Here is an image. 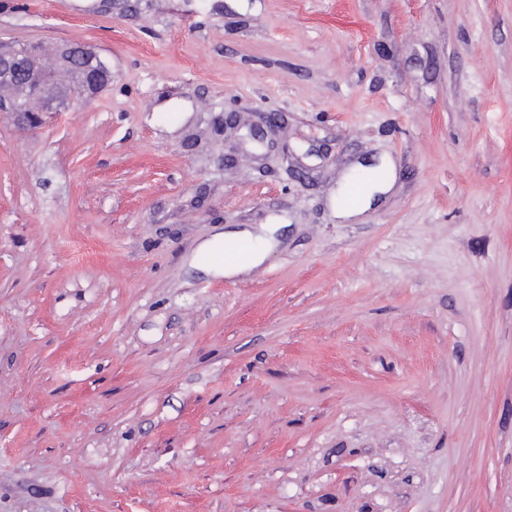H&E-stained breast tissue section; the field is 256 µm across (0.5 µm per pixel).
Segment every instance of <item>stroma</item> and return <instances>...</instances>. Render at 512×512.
Here are the masks:
<instances>
[{"label":"stroma","mask_w":512,"mask_h":512,"mask_svg":"<svg viewBox=\"0 0 512 512\" xmlns=\"http://www.w3.org/2000/svg\"><path fill=\"white\" fill-rule=\"evenodd\" d=\"M0 41L113 74L0 112V512H512V0H0ZM384 170L387 173V175L383 176L386 177L384 180H376L371 174L367 176L370 179L369 186L360 195L359 201L356 204H347L346 197L349 188L346 187L343 189L339 199L336 200V217L342 220H349L355 217L358 213L369 209L376 204L380 196H383L390 188L386 182L389 177V173L386 169ZM278 224H263L258 230L244 228L217 233L200 245L199 251L213 257L207 272L218 276L232 277L248 272L263 263L268 253L277 245L275 234L281 229ZM237 239L249 245L248 250L236 258L244 249L242 244L224 248V237ZM234 259V260H232ZM232 260V261H224Z\"/></svg>","instance_id":"1"}]
</instances>
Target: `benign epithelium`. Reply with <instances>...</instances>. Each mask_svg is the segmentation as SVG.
<instances>
[{"label":"benign epithelium","mask_w":512,"mask_h":512,"mask_svg":"<svg viewBox=\"0 0 512 512\" xmlns=\"http://www.w3.org/2000/svg\"><path fill=\"white\" fill-rule=\"evenodd\" d=\"M0 81L15 89L13 96L0 99V112L35 130L57 113L96 97L112 83V69L80 44L40 47L25 55L0 44Z\"/></svg>","instance_id":"7a95c632"}]
</instances>
